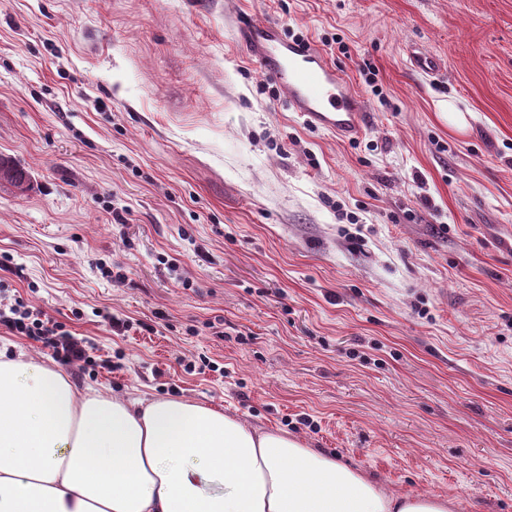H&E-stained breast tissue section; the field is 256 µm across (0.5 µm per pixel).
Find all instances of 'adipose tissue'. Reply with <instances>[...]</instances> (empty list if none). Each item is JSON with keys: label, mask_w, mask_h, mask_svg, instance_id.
Returning <instances> with one entry per match:
<instances>
[{"label": "adipose tissue", "mask_w": 512, "mask_h": 512, "mask_svg": "<svg viewBox=\"0 0 512 512\" xmlns=\"http://www.w3.org/2000/svg\"><path fill=\"white\" fill-rule=\"evenodd\" d=\"M192 400L77 391L0 349V512H450Z\"/></svg>", "instance_id": "obj_1"}]
</instances>
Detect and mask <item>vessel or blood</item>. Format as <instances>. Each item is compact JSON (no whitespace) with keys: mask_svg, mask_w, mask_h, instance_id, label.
<instances>
[{"mask_svg":"<svg viewBox=\"0 0 512 512\" xmlns=\"http://www.w3.org/2000/svg\"><path fill=\"white\" fill-rule=\"evenodd\" d=\"M237 36L284 90L289 108L308 125L344 138L362 134L365 112L360 100L316 45L290 39L280 24L269 21L239 23Z\"/></svg>","mask_w":512,"mask_h":512,"instance_id":"vessel-or-blood-1","label":"vessel or blood"}]
</instances>
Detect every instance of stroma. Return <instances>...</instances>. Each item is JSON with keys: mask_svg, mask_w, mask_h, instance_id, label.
<instances>
[{"mask_svg": "<svg viewBox=\"0 0 512 512\" xmlns=\"http://www.w3.org/2000/svg\"><path fill=\"white\" fill-rule=\"evenodd\" d=\"M243 19L325 52L362 135L289 110ZM1 159L0 279L92 344L76 390L512 512V0H0Z\"/></svg>", "mask_w": 512, "mask_h": 512, "instance_id": "1", "label": "stroma"}]
</instances>
